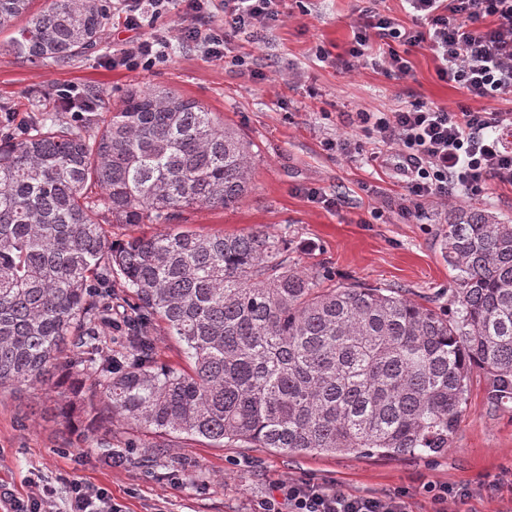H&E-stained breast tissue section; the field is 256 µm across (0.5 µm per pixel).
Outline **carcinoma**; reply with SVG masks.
I'll use <instances>...</instances> for the list:
<instances>
[{
	"mask_svg": "<svg viewBox=\"0 0 512 512\" xmlns=\"http://www.w3.org/2000/svg\"><path fill=\"white\" fill-rule=\"evenodd\" d=\"M35 2L0 0L18 57L63 65L101 42L108 0ZM96 102L78 95L73 122L36 109L0 137V391L67 380L59 416H88L108 461L122 455L114 422L140 433L122 447L155 458L181 436L285 455L438 454L474 371L492 402H512V223L451 211L450 317L390 288L329 286V267H296L285 232L179 224L251 190V144L217 113L170 88L133 86L104 118ZM114 224L168 230L116 244ZM159 325L189 369L156 362Z\"/></svg>",
	"mask_w": 512,
	"mask_h": 512,
	"instance_id": "carcinoma-1",
	"label": "carcinoma"
}]
</instances>
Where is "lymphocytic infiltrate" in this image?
<instances>
[{"instance_id":"obj_1","label":"lymphocytic infiltrate","mask_w":512,"mask_h":512,"mask_svg":"<svg viewBox=\"0 0 512 512\" xmlns=\"http://www.w3.org/2000/svg\"><path fill=\"white\" fill-rule=\"evenodd\" d=\"M124 25L134 31L118 59L130 68L164 61L168 43L147 29L177 9L182 38L198 42L208 61L241 67L242 37L279 22L281 0H224V23L202 28L210 0H120ZM418 25L399 28L381 11L362 14L351 55L369 58L389 73L408 74L409 62L392 42L430 44L440 61L439 77L474 100L512 94V0H406ZM361 130L385 150L404 178L399 208L410 215L456 192L481 193L489 184L512 187V149L500 133L512 130V111L487 112L417 103L392 112H357ZM279 492L289 512H409L405 492L355 496L342 489L291 480Z\"/></svg>"}]
</instances>
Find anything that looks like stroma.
<instances>
[{
  "mask_svg": "<svg viewBox=\"0 0 512 512\" xmlns=\"http://www.w3.org/2000/svg\"><path fill=\"white\" fill-rule=\"evenodd\" d=\"M369 0H285L284 16L244 41V68L205 61L195 44L177 36L176 13L155 24L170 42L166 61L127 69L112 58L132 33L114 13L104 41L65 65L35 67L17 57L0 34V104L13 110L9 129L20 132L33 109L58 111L57 91L96 90L100 111L119 102L127 87H171L220 113L253 144L252 193L228 208L190 212L197 232L246 233L267 225L288 235L299 267L326 265L335 282L399 288L425 306L449 314L452 278L441 256V229L449 205H426L406 217L398 199L403 186L391 167L370 165L376 147L347 123V114L390 112L417 101L451 110L474 106L512 110V96L480 102L442 81L428 45L399 46L408 75L388 74L352 59L353 26ZM329 54L319 61L317 49ZM360 145L347 158L328 149L339 137ZM334 198L327 206L310 190ZM56 389L18 387L0 392V512L13 498L52 490L63 507L69 482L79 478L103 488L123 512H260L278 484L309 480L357 495L406 492L410 512H433L431 487L467 484L477 495L468 512H512V403L487 398V382L474 372L460 421L449 446L428 455L389 457L373 453L290 456L269 448H213L184 439L152 465L140 454L120 464L100 459L88 421L58 417Z\"/></svg>",
  "mask_w": 512,
  "mask_h": 512,
  "instance_id": "35a3bbf8",
  "label": "stroma"
}]
</instances>
